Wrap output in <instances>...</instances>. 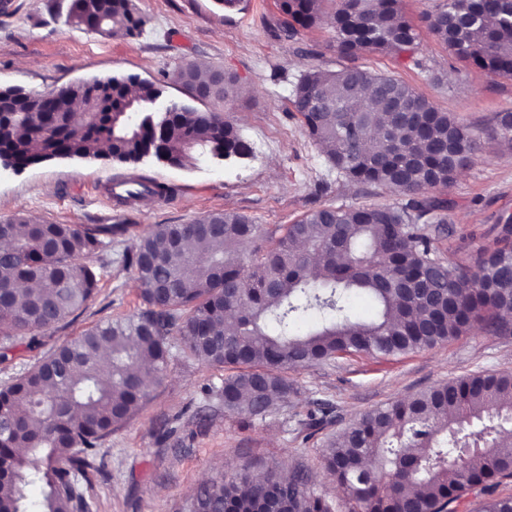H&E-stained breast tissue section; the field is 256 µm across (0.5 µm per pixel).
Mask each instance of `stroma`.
Masks as SVG:
<instances>
[{"mask_svg": "<svg viewBox=\"0 0 512 512\" xmlns=\"http://www.w3.org/2000/svg\"><path fill=\"white\" fill-rule=\"evenodd\" d=\"M146 21L142 36L111 39L74 28L71 0H12L0 9V88L44 93L94 77L134 75L155 83L161 103L187 102L173 71L183 62L217 65L237 76L242 95L229 120L247 146L244 156L200 160L175 168L155 158L135 165L107 159H66L0 168V218L22 216L54 224H117L99 291L73 323L47 331L40 350L17 343L0 362V387L36 362L40 351L77 336L87 326L133 311L138 284L117 256L156 224H186L215 210H234L265 227L290 224L326 205L397 203V193L351 184L336 177L324 153L307 136L289 101L293 84L308 67L336 68V39L328 24L294 41L276 36L282 15L274 0H241L218 11L212 0H133ZM440 0H401L417 24L413 58L359 55L356 65L392 73L458 120L486 125L493 113L512 110V78L492 77L456 60L421 18ZM422 68H414L413 59ZM141 176L174 188L171 198L145 197L117 204L116 182ZM432 196L448 200L435 211L446 231L440 255L460 258L487 245L501 215L512 214V146L488 139L479 157ZM478 372L512 373V335L481 328L446 343L389 360L344 356L289 371L296 392L287 405L244 423L225 414L216 395L225 371L173 354L162 384L140 411L102 443L99 469L86 499L88 512H183L198 487L279 466L310 476V490L326 493L337 512H347L344 495L331 484L322 450L337 432L362 414L427 390L448 379ZM331 411L312 438L300 424L308 409Z\"/></svg>", "mask_w": 512, "mask_h": 512, "instance_id": "obj_1", "label": "stroma"}]
</instances>
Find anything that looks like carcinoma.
Here are the masks:
<instances>
[{
	"label": "carcinoma",
	"instance_id": "carcinoma-1",
	"mask_svg": "<svg viewBox=\"0 0 512 512\" xmlns=\"http://www.w3.org/2000/svg\"><path fill=\"white\" fill-rule=\"evenodd\" d=\"M281 36L327 22L344 59L401 58L418 38L400 0H340L329 16L322 0H278ZM70 20L108 38L139 37L145 20L133 0H73ZM454 56L494 77L512 78V0H443L422 17ZM192 101L156 107L161 91L137 77L92 78L31 94L0 88V104L21 114L0 133V154L17 165L61 158L157 160L187 168L201 158L243 156L226 119L241 96L238 79L219 67L199 75L184 63L173 73ZM80 104L78 127L67 121ZM290 103L336 177L398 192L396 205H327L292 224L264 228L248 216L212 211L188 224H156L122 254L139 284L140 309L84 329L0 388V512H86L95 453L142 407L180 350L228 370L218 389L224 412L256 417L295 391L288 370L342 354L398 357L431 348L480 324L512 333V216L490 229L492 243L468 262L443 258L439 228L428 222L447 202L424 193L446 187L457 164H472L483 142L467 124L404 80L356 65L309 67ZM487 137L512 145V111L496 112ZM108 146V151L101 150ZM113 194L120 204L173 188L138 177ZM0 359L11 342L77 319L98 292L112 244L110 224L0 220ZM35 283L37 288L28 287ZM366 293L378 307L356 319L350 298ZM321 316L305 334L299 322ZM109 359L101 377L99 359ZM327 475L349 512H512V496L491 490L512 478V373L450 380L363 414L323 448ZM42 488L38 502L25 489ZM301 471L244 472L202 485L187 512H332L306 490Z\"/></svg>",
	"mask_w": 512,
	"mask_h": 512
}]
</instances>
